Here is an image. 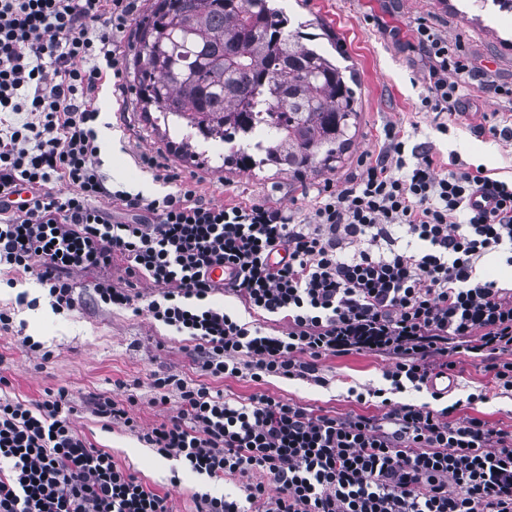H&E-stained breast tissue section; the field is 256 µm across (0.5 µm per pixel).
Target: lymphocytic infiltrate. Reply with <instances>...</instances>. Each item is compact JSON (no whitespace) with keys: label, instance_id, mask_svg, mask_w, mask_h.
I'll list each match as a JSON object with an SVG mask.
<instances>
[{"label":"lymphocytic infiltrate","instance_id":"obj_1","mask_svg":"<svg viewBox=\"0 0 512 512\" xmlns=\"http://www.w3.org/2000/svg\"><path fill=\"white\" fill-rule=\"evenodd\" d=\"M134 9L0 0V112L25 115L0 133V264L35 269L58 314L76 307L83 273L96 272L108 307L131 306L135 282H148L150 316L193 340L203 376L154 374L153 388L181 408L149 427L108 396L89 398L93 412L186 471L241 482V499L195 493L197 512H512V431L455 418L486 389L432 406L452 353L479 359L496 389L512 391V289L477 272L492 253L512 266V181L480 166L437 174L393 123L382 152L300 219L259 202H201L195 182L168 173L177 189L162 196L114 188L101 172L97 101L122 74L116 34ZM416 40L430 63L422 110L460 111L470 56L425 22ZM218 295L283 317L285 330L240 321ZM353 353L388 361L384 386L349 391L378 414L317 415L263 392L229 402L211 388L240 375L321 385V360ZM410 389L430 390L432 403L392 402ZM76 412L63 388L35 403L0 396V512H170L167 495L77 429Z\"/></svg>","mask_w":512,"mask_h":512}]
</instances>
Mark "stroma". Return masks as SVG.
Returning <instances> with one entry per match:
<instances>
[{
  "instance_id": "1",
  "label": "stroma",
  "mask_w": 512,
  "mask_h": 512,
  "mask_svg": "<svg viewBox=\"0 0 512 512\" xmlns=\"http://www.w3.org/2000/svg\"><path fill=\"white\" fill-rule=\"evenodd\" d=\"M152 3L137 0L119 36L125 73L119 82L104 84L99 92L101 170L114 186L146 196L174 191V184L156 180L143 164V157H154L181 179L197 181L204 201L264 202L299 217L313 206L319 191L344 186L358 172L362 158L378 153L383 129L391 122L402 124L410 146L430 149L438 173L480 165L492 178L512 179V138L500 134L512 125V104L493 91L494 85L512 84V10L493 5L482 8L477 0H288L292 21L307 23L318 45L330 54L345 56L354 67L360 99L355 136L344 164L329 172L296 176L284 166L250 171L228 167L211 151L188 155L179 148L182 137L174 125L164 124L157 112L142 111L129 71L137 53L138 23ZM421 22L436 26L449 39L460 40L471 57L472 74L461 80V114L438 115L419 109L427 93L423 76L428 63L412 32ZM439 120L447 122V134L435 130ZM94 280V274H84L76 308L57 314L33 271L0 266V312L12 318L10 330L0 329V376L8 382L9 397L35 402L46 391L67 389L79 406L76 423L88 440L110 452L119 465L148 486L166 493L171 512H196L194 495L198 492L238 494L237 481L213 480L181 470L177 461L161 457L136 434L83 409V402L95 394L128 400L132 416L147 427L180 409L174 394L167 404L156 403L152 374L200 377L187 353L189 338L150 318L146 284L137 286L134 309L112 310L97 303ZM27 336L49 351L47 360L36 359L25 350L22 340ZM455 362V387L449 401L466 398L471 387L489 386L488 400L463 408V415L512 430V394L491 388L489 373L477 361L459 355ZM386 364L384 357L353 353L323 360L327 379L323 386L276 377L259 385L240 376L214 382L213 387L238 400L263 390L317 414L373 415L376 407L348 401V391L382 385Z\"/></svg>"
}]
</instances>
